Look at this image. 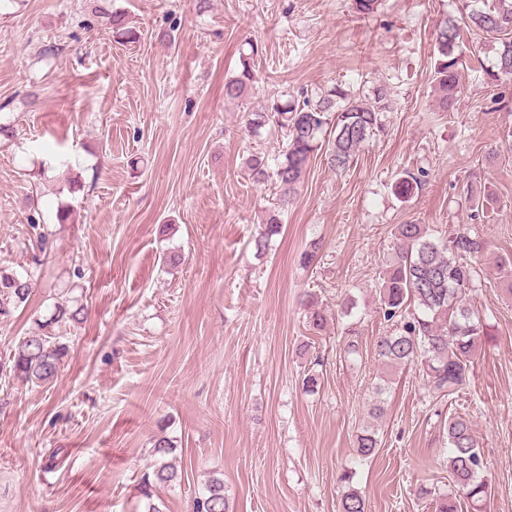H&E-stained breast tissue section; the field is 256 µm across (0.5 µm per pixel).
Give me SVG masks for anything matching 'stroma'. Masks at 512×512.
Returning a JSON list of instances; mask_svg holds the SVG:
<instances>
[{"mask_svg": "<svg viewBox=\"0 0 512 512\" xmlns=\"http://www.w3.org/2000/svg\"><path fill=\"white\" fill-rule=\"evenodd\" d=\"M462 4L382 0L363 16L354 0H0V124L16 131L0 142V270L32 279L28 301L0 313V512H143L158 435L182 472L158 491L166 512H192L214 477L232 512H339L350 467L367 512H434L417 490L453 489L440 422L454 413L471 417L490 483L486 504L463 512H512V80L489 83L494 51L465 33L460 92L439 111L434 25ZM107 10L127 13L136 42L113 36ZM247 39L262 49L258 79L230 101ZM337 85L369 100L384 88L382 126L346 171L315 152L282 234L257 255L276 190L246 160L277 156L285 138L249 133L247 114ZM421 170L398 198L395 180ZM409 222L482 244L473 304L489 334L450 400L374 356L388 329L375 289ZM316 240L317 260L301 264ZM307 294L328 318L318 333ZM68 296L88 314L61 337L57 378L17 382L19 339ZM369 425L382 444L359 466Z\"/></svg>", "mask_w": 512, "mask_h": 512, "instance_id": "obj_1", "label": "stroma"}]
</instances>
